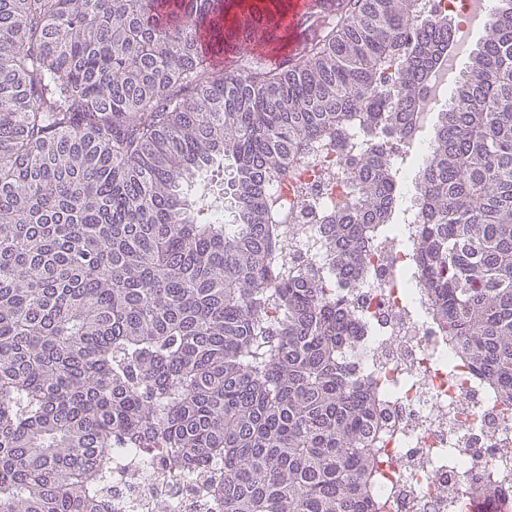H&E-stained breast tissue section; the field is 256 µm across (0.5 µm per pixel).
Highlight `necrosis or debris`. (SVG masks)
<instances>
[{"mask_svg": "<svg viewBox=\"0 0 512 512\" xmlns=\"http://www.w3.org/2000/svg\"><path fill=\"white\" fill-rule=\"evenodd\" d=\"M421 2L426 13L454 15L464 41L486 9V0ZM346 168L345 153L326 143L295 159L287 176L270 187L290 230L288 250L301 263L311 261L300 247L309 230L349 196ZM368 259L373 279L353 281L347 293L376 318L383 335L362 337L352 355L387 380H407L382 411L390 427L377 487L385 512H448L449 501L490 475L502 483L503 495L512 494V413H503L488 398L466 365L449 368L447 343L426 320L408 316V295L395 271L411 269V249L379 244ZM449 447L457 451L452 465L439 460L441 450ZM172 494L181 512H203L191 485L175 484L153 467L125 471L112 482L119 512H156L158 501Z\"/></svg>", "mask_w": 512, "mask_h": 512, "instance_id": "1", "label": "necrosis or debris"}]
</instances>
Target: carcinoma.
I'll use <instances>...</instances> for the list:
<instances>
[{
  "mask_svg": "<svg viewBox=\"0 0 512 512\" xmlns=\"http://www.w3.org/2000/svg\"><path fill=\"white\" fill-rule=\"evenodd\" d=\"M447 38L419 0H348L301 61L233 53L226 74L224 0H0V512H113L137 452L214 512H384L397 386L348 360L378 328L340 289L397 237L392 145ZM356 123L350 198L298 265L269 183L317 142L351 150ZM418 194L426 315L510 411L512 0L436 113ZM497 492L466 504L502 512Z\"/></svg>",
  "mask_w": 512,
  "mask_h": 512,
  "instance_id": "cac0c4a2",
  "label": "carcinoma"
}]
</instances>
